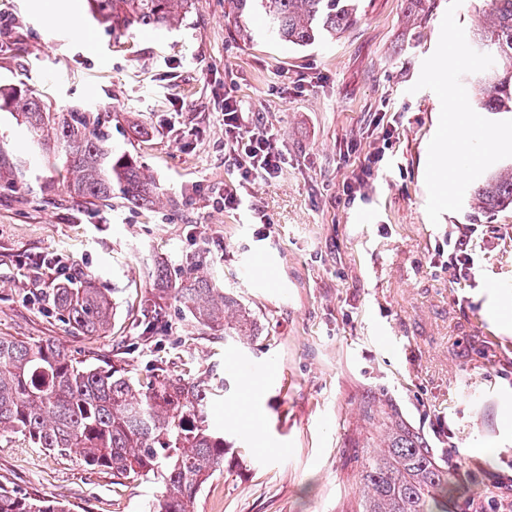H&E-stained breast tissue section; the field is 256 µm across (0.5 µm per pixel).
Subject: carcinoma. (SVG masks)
I'll return each instance as SVG.
<instances>
[{
    "label": "carcinoma",
    "mask_w": 512,
    "mask_h": 512,
    "mask_svg": "<svg viewBox=\"0 0 512 512\" xmlns=\"http://www.w3.org/2000/svg\"><path fill=\"white\" fill-rule=\"evenodd\" d=\"M88 12L114 32L173 28L191 0H86ZM239 23L260 14L272 36L297 47L335 37L358 20L359 0H226ZM472 46L490 54L481 106L512 113V0H489ZM25 126L33 153L58 154L57 177L67 192L102 205L117 195L147 205L156 187L143 166L112 147L110 115L57 111L24 85L0 87V114ZM29 163L0 138V182L26 186ZM475 209L512 206V167L478 180ZM175 298L196 325L241 339L257 335L252 310L236 295L193 274L173 285ZM50 305L71 330L104 335L115 302L89 275L52 290ZM224 385L157 367L134 378L114 365L79 359L52 340L0 336V435L17 434L35 448L73 452L88 467L135 481L152 474L163 491L150 512H195L208 481L224 470V434L211 423L212 401ZM365 417L383 428L382 449L367 454L359 512H448L457 492L450 470L426 438L391 401L366 405ZM0 512H71L58 501L19 494L0 484Z\"/></svg>",
    "instance_id": "cac0c4a2"
}]
</instances>
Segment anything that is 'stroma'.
Returning a JSON list of instances; mask_svg holds the SVG:
<instances>
[{"instance_id": "stroma-1", "label": "stroma", "mask_w": 512, "mask_h": 512, "mask_svg": "<svg viewBox=\"0 0 512 512\" xmlns=\"http://www.w3.org/2000/svg\"><path fill=\"white\" fill-rule=\"evenodd\" d=\"M449 0H360L358 21L306 48L236 23L225 0H192L182 25L117 35L85 0H0V85L37 89L52 108L110 112L112 145L158 188L152 205L76 200L52 183L53 159L31 155L10 117L0 136L30 158L41 189L0 186V335L53 340L76 357L120 363L135 377L161 364L226 379L218 405L230 452L196 512H357L367 400L389 399L433 447L472 475L452 512L512 502V331L491 322L488 289L512 294V207L426 213L428 145L440 116L414 91L439 41ZM272 126L288 164L246 189L248 208L218 202L235 174L224 154V98ZM394 119L383 141L378 113ZM374 175L348 202L344 185L370 152ZM372 223H358L360 213ZM469 240L475 265L436 257ZM45 259L34 269L30 261ZM172 276L202 264L254 312L259 335L226 341L195 325ZM93 275L117 308L110 331L72 333L42 294L64 267ZM166 324L136 346L147 298ZM0 482L74 512H149L159 479L131 482L75 454L0 436Z\"/></svg>"}]
</instances>
